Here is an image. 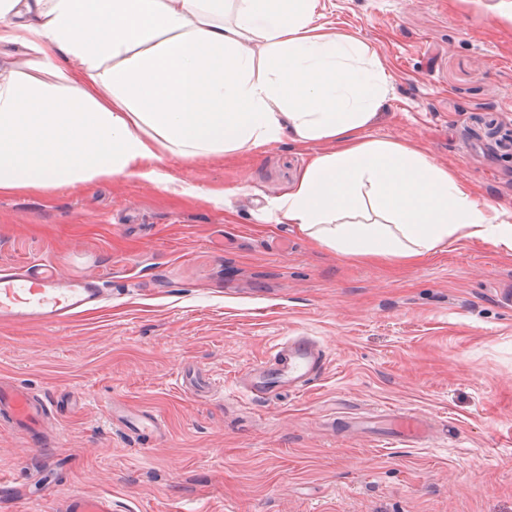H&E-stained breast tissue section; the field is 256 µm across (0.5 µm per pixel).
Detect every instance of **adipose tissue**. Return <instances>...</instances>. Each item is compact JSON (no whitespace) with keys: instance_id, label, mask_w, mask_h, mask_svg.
I'll use <instances>...</instances> for the list:
<instances>
[{"instance_id":"1","label":"adipose tissue","mask_w":512,"mask_h":512,"mask_svg":"<svg viewBox=\"0 0 512 512\" xmlns=\"http://www.w3.org/2000/svg\"><path fill=\"white\" fill-rule=\"evenodd\" d=\"M320 0H0V48L40 58L0 80V192L127 175L166 155L315 153L266 218L340 257L419 259L461 238L512 251V223L412 143L369 133L389 75Z\"/></svg>"}]
</instances>
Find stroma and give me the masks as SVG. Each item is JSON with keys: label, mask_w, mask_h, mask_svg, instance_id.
<instances>
[{"label": "stroma", "mask_w": 512, "mask_h": 512, "mask_svg": "<svg viewBox=\"0 0 512 512\" xmlns=\"http://www.w3.org/2000/svg\"><path fill=\"white\" fill-rule=\"evenodd\" d=\"M498 0H321L391 75L370 130L419 145L481 203L512 210V23ZM313 155L160 167L214 201L117 176L0 194V269L91 275L100 309L47 327L0 323V379L42 394V448L0 422V512H61L76 491L113 512H512V252L458 239L426 258L342 260L261 210ZM297 336L324 372L271 398L240 378ZM151 411L159 438L111 408ZM412 413L416 446L354 431Z\"/></svg>", "instance_id": "35a3bbf8"}]
</instances>
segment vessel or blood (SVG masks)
Instances as JSON below:
<instances>
[{
	"label": "vessel or blood",
	"instance_id": "1",
	"mask_svg": "<svg viewBox=\"0 0 512 512\" xmlns=\"http://www.w3.org/2000/svg\"><path fill=\"white\" fill-rule=\"evenodd\" d=\"M103 300L97 279L64 278L43 267L0 271V321L37 322L53 326L99 309ZM321 347L306 336L295 337L280 347L273 357L248 372L246 394L270 398L282 387L300 388L325 368ZM46 403L41 396L0 382V417L39 439ZM394 436L406 445H415L428 435L423 419L397 416ZM65 512H112V501L81 492L70 495Z\"/></svg>",
	"mask_w": 512,
	"mask_h": 512
}]
</instances>
